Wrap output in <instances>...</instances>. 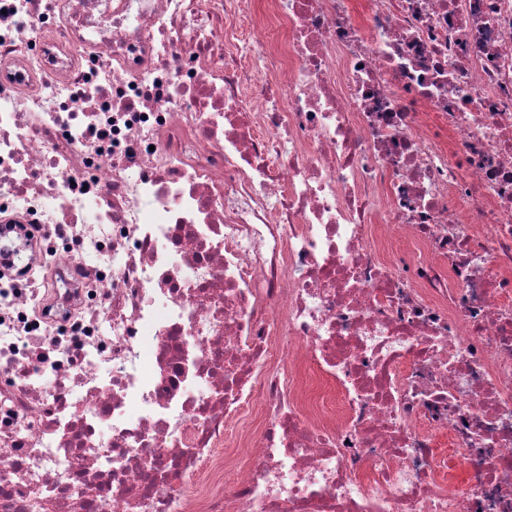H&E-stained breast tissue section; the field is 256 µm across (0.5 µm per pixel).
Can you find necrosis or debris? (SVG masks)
I'll return each instance as SVG.
<instances>
[{"mask_svg":"<svg viewBox=\"0 0 512 512\" xmlns=\"http://www.w3.org/2000/svg\"><path fill=\"white\" fill-rule=\"evenodd\" d=\"M266 11L0 0V512H512V0Z\"/></svg>","mask_w":512,"mask_h":512,"instance_id":"4bbe7bcc","label":"necrosis or debris"}]
</instances>
